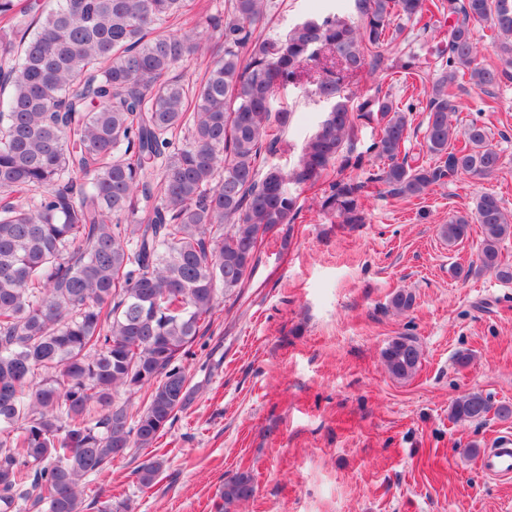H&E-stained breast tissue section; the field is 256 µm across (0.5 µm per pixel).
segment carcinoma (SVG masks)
Here are the masks:
<instances>
[{"mask_svg": "<svg viewBox=\"0 0 512 512\" xmlns=\"http://www.w3.org/2000/svg\"><path fill=\"white\" fill-rule=\"evenodd\" d=\"M189 0H0V512H81L84 495L129 448H150L195 394L183 361L213 321L219 295L240 294L264 237L294 224L299 190L328 180L318 205L354 229L365 223L369 187L405 200L461 175L495 176L502 156L487 126L454 124L451 89L469 77L484 90L512 78V0H353L345 14L310 18L285 34L256 27L274 0H228L204 31L156 32ZM452 19L435 50L423 134L434 164L407 152L411 104L376 91L359 100L349 82L385 70L410 87L427 60L410 52L388 63L383 47L402 33L393 18ZM488 23L498 62H478L473 25ZM309 77L323 117L284 169L268 161L290 112L277 91ZM209 57L202 80L179 69ZM375 120L366 150L358 121ZM463 140V145L455 142ZM369 170L359 181L347 170ZM480 228L478 269L512 283L502 243L512 214L494 191L469 215L440 225L452 246ZM396 290L391 306L410 311ZM397 381L422 352L398 336L381 352ZM143 394L133 408L122 395ZM512 419V404L468 392L452 422ZM164 466L136 471L150 488ZM251 475L224 482V512L254 497ZM97 512H128L96 495Z\"/></svg>", "mask_w": 512, "mask_h": 512, "instance_id": "obj_1", "label": "carcinoma"}]
</instances>
